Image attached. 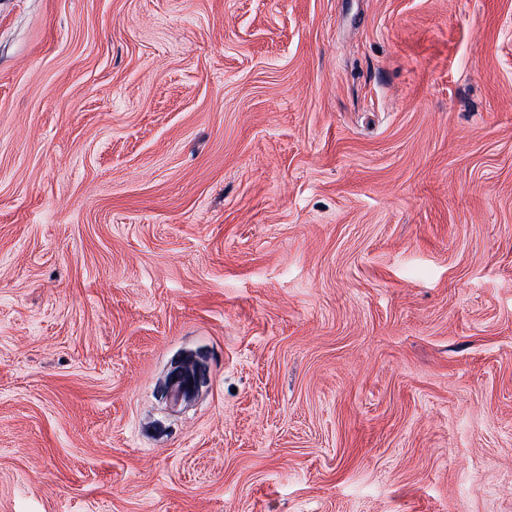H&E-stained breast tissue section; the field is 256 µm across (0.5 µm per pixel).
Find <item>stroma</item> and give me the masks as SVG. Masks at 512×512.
<instances>
[{"label": "stroma", "mask_w": 512, "mask_h": 512, "mask_svg": "<svg viewBox=\"0 0 512 512\" xmlns=\"http://www.w3.org/2000/svg\"><path fill=\"white\" fill-rule=\"evenodd\" d=\"M0 512H512V0H0Z\"/></svg>", "instance_id": "obj_1"}]
</instances>
